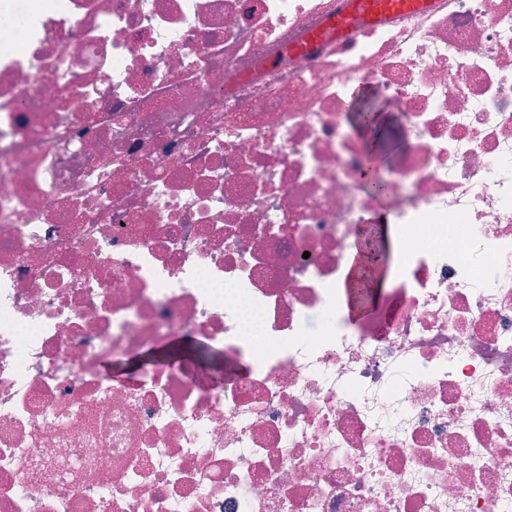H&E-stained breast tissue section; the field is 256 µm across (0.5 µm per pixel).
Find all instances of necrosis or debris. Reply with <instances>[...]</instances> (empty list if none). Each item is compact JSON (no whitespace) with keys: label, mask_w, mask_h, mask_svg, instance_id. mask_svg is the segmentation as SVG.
I'll list each match as a JSON object with an SVG mask.
<instances>
[{"label":"necrosis or debris","mask_w":512,"mask_h":512,"mask_svg":"<svg viewBox=\"0 0 512 512\" xmlns=\"http://www.w3.org/2000/svg\"><path fill=\"white\" fill-rule=\"evenodd\" d=\"M347 8L0 0V512H512V0ZM426 0H349L348 10L334 17L329 32L345 35L360 22H373L391 13H403L425 6Z\"/></svg>","instance_id":"obj_1"}]
</instances>
